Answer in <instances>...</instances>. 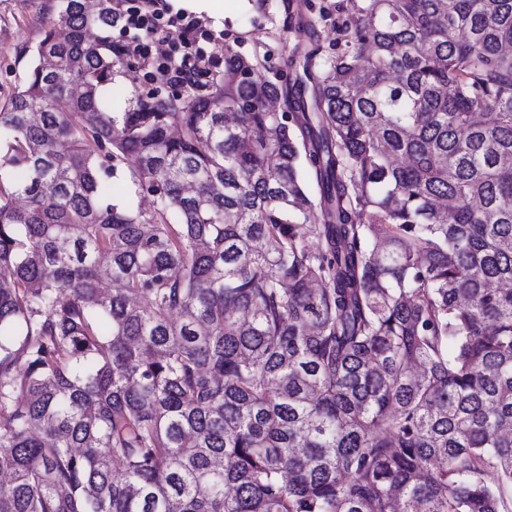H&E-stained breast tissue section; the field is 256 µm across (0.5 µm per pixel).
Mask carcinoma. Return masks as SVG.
<instances>
[{"instance_id":"cac0c4a2","label":"carcinoma","mask_w":512,"mask_h":512,"mask_svg":"<svg viewBox=\"0 0 512 512\" xmlns=\"http://www.w3.org/2000/svg\"><path fill=\"white\" fill-rule=\"evenodd\" d=\"M353 2L286 87L226 44L122 112L112 0L50 6L0 108V512H509L512 0Z\"/></svg>"}]
</instances>
